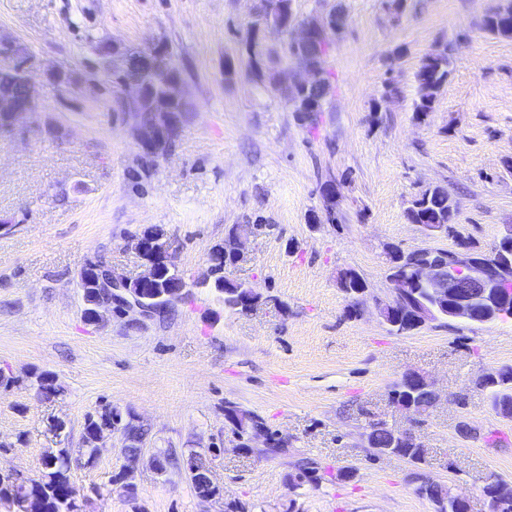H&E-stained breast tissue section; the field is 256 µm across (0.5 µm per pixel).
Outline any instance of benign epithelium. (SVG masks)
Masks as SVG:
<instances>
[{"label": "benign epithelium", "mask_w": 512, "mask_h": 512, "mask_svg": "<svg viewBox=\"0 0 512 512\" xmlns=\"http://www.w3.org/2000/svg\"><path fill=\"white\" fill-rule=\"evenodd\" d=\"M333 8L326 14H312L295 25L297 34L293 43L304 48L297 55L294 67L288 72V86L309 87L321 77L322 53L319 43L339 31ZM27 59L25 47L16 40H0V112H8L13 118L6 122L13 128L39 111L38 93L30 84L25 91L17 90L25 75ZM168 100L176 105L186 101L184 83L172 76L166 78ZM145 89L138 83L127 82L122 97L123 111L128 113V122L142 151H157L159 143L172 137L180 126V117L168 115L167 123L154 127L144 125L138 112L144 101ZM255 226H238L224 238V245L215 246L209 255V276L217 273L214 255L224 252L225 267H233L245 258L244 240L254 234ZM133 250L139 259L142 271L128 277L118 274L108 263L96 262L83 266L80 285L98 290L93 305L94 312L101 317L112 310V303H121L126 310L149 315L155 308L145 302L142 286L158 279L165 271L175 268L171 259L170 245L165 230L160 225L145 227L134 239ZM419 257L417 276L405 274L395 259L387 265V280L392 286L391 303L408 313V319L419 328L438 318L442 308L448 316L469 323L485 324L478 317L477 309L487 302L503 314V309L512 303V230L508 231L489 251L478 250L465 237L454 239L449 248L422 246L416 248ZM421 286L429 290L430 298L420 300L413 288Z\"/></svg>", "instance_id": "7a95c632"}]
</instances>
